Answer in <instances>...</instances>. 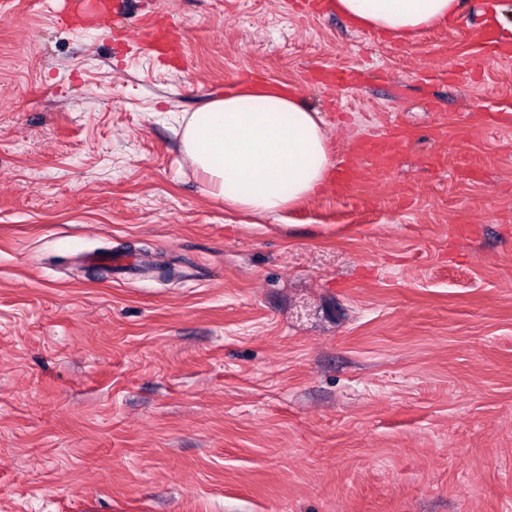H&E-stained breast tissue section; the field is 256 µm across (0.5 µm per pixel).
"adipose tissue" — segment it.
Instances as JSON below:
<instances>
[{"instance_id":"adipose-tissue-1","label":"adipose tissue","mask_w":512,"mask_h":512,"mask_svg":"<svg viewBox=\"0 0 512 512\" xmlns=\"http://www.w3.org/2000/svg\"><path fill=\"white\" fill-rule=\"evenodd\" d=\"M331 7L353 27L409 39L455 22L464 0H332ZM179 126L185 156L229 207L271 218L328 180L317 112L277 86L211 99L182 116Z\"/></svg>"}]
</instances>
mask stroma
I'll list each match as a JSON object with an SVG mask.
<instances>
[{
	"instance_id": "1",
	"label": "stroma",
	"mask_w": 512,
	"mask_h": 512,
	"mask_svg": "<svg viewBox=\"0 0 512 512\" xmlns=\"http://www.w3.org/2000/svg\"><path fill=\"white\" fill-rule=\"evenodd\" d=\"M97 2L0 0V512H512L492 0L411 41L307 0ZM243 73L298 86L331 162L415 138L346 198L229 209L177 120ZM127 248L175 277L95 276Z\"/></svg>"
}]
</instances>
